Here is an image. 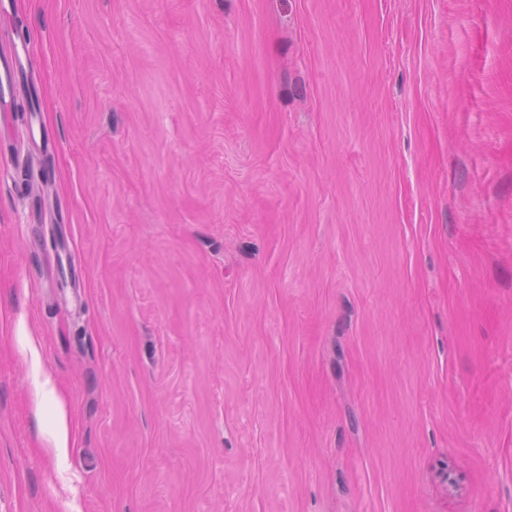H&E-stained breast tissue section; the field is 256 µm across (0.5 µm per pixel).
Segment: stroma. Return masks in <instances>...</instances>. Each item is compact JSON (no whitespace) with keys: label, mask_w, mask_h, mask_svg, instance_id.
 Masks as SVG:
<instances>
[{"label":"stroma","mask_w":512,"mask_h":512,"mask_svg":"<svg viewBox=\"0 0 512 512\" xmlns=\"http://www.w3.org/2000/svg\"><path fill=\"white\" fill-rule=\"evenodd\" d=\"M14 41L0 512H512V0H0Z\"/></svg>","instance_id":"35a3bbf8"}]
</instances>
